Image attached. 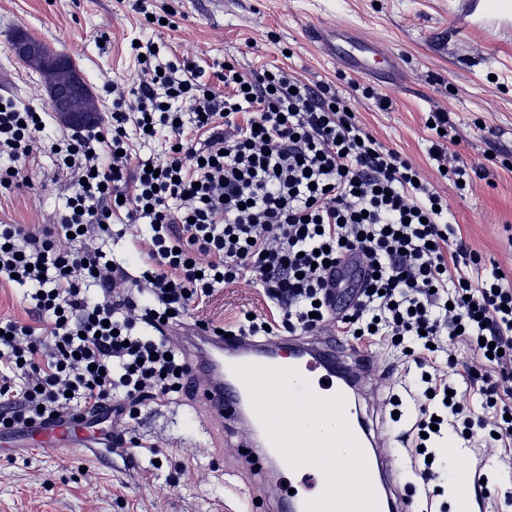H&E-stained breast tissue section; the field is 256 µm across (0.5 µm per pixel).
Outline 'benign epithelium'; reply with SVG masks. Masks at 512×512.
<instances>
[{
	"mask_svg": "<svg viewBox=\"0 0 512 512\" xmlns=\"http://www.w3.org/2000/svg\"><path fill=\"white\" fill-rule=\"evenodd\" d=\"M10 52L44 75L53 111L63 123L86 127L95 121L97 100L70 57L56 52L53 59H47L41 41L27 35L16 37Z\"/></svg>",
	"mask_w": 512,
	"mask_h": 512,
	"instance_id": "obj_1",
	"label": "benign epithelium"
}]
</instances>
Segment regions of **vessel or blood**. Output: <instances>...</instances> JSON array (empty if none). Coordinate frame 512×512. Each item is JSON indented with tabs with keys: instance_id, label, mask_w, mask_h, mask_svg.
<instances>
[{
	"instance_id": "vessel-or-blood-1",
	"label": "vessel or blood",
	"mask_w": 512,
	"mask_h": 512,
	"mask_svg": "<svg viewBox=\"0 0 512 512\" xmlns=\"http://www.w3.org/2000/svg\"><path fill=\"white\" fill-rule=\"evenodd\" d=\"M311 34L325 41L330 53L338 58L354 60L363 52L354 40L335 43L319 28L312 29ZM183 348L193 375L207 379L198 394L199 405L230 428L246 430L241 443L246 450L245 458L251 467L259 468L264 477L270 469L282 468L284 462L272 447H259L256 436L262 428L251 409L245 387L230 370L231 365L255 363L298 368L323 396L338 391L351 395L357 385V372L370 366L368 356L336 345L330 336L315 339L281 336L259 340L249 336L226 338L206 329L193 328L184 337ZM350 425L364 448L373 483L381 485L385 492L379 500L381 512H402L403 501L395 497L392 489L391 461L374 435V423L360 413L351 418ZM90 435V421L86 418L52 423L36 431L39 442L47 446L60 445L67 451L73 449L76 441Z\"/></svg>"
}]
</instances>
